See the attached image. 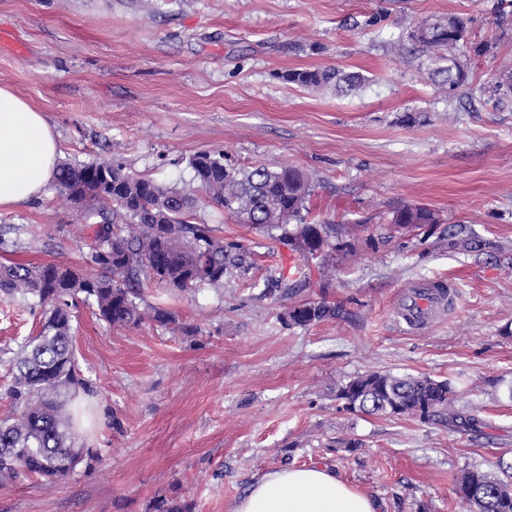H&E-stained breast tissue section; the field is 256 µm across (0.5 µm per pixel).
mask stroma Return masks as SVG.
Listing matches in <instances>:
<instances>
[{
    "label": "stroma",
    "instance_id": "obj_1",
    "mask_svg": "<svg viewBox=\"0 0 512 512\" xmlns=\"http://www.w3.org/2000/svg\"><path fill=\"white\" fill-rule=\"evenodd\" d=\"M498 2L0 0V85L45 112L62 160H112L177 187L205 150L240 167L294 165L316 179L312 213L355 248L331 260L327 291L264 298L259 283L299 253L203 201L197 222L255 253L249 279L170 301L193 336L149 321L116 329L78 304L76 357L94 391L79 398L87 415L75 434L97 458L52 488L31 477L0 488V512H153L161 496L230 512L264 472L312 463L380 512H466L457 476L512 464V101L493 92L512 72V23L499 25ZM374 14L380 26L366 27ZM448 15L494 45L451 100L429 79V55L398 45ZM324 67L366 82L339 95L284 79ZM401 203L442 222L374 247L368 225ZM456 224L489 249H448ZM0 225L19 244L0 264L81 262L82 235L54 186L0 210ZM435 280L452 305L420 330L400 327L402 291ZM320 297L339 317L281 323L288 306ZM40 316L0 293V419L14 411L9 360ZM373 370L448 381L454 408L479 428L345 410L338 388ZM351 438L360 447H345Z\"/></svg>",
    "mask_w": 512,
    "mask_h": 512
}]
</instances>
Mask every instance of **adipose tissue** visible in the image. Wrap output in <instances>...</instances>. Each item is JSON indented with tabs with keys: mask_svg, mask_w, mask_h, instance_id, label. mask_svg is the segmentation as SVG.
<instances>
[{
	"mask_svg": "<svg viewBox=\"0 0 512 512\" xmlns=\"http://www.w3.org/2000/svg\"><path fill=\"white\" fill-rule=\"evenodd\" d=\"M59 156L44 112L0 85V209L41 196L56 175ZM231 512H377V507L333 472L309 465L265 472Z\"/></svg>",
	"mask_w": 512,
	"mask_h": 512,
	"instance_id": "1",
	"label": "adipose tissue"
}]
</instances>
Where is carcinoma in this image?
<instances>
[{
	"instance_id": "1",
	"label": "carcinoma",
	"mask_w": 512,
	"mask_h": 512,
	"mask_svg": "<svg viewBox=\"0 0 512 512\" xmlns=\"http://www.w3.org/2000/svg\"><path fill=\"white\" fill-rule=\"evenodd\" d=\"M408 40L429 54L437 67L431 80L453 98L468 78V63L460 49L475 57L490 52L487 42L468 38V22L451 16L420 26ZM290 84L308 89L348 92L360 89L365 77L340 68L294 69L282 75ZM197 186L165 187L146 176L125 171L110 161L64 163L55 178L59 198L76 212L89 239L84 267L46 263L0 265V291L41 308L37 335L24 340L13 359L15 373L7 389L17 411L0 420V488L20 476H33L53 486L84 460H94L88 448L76 446L68 406L77 390L91 384L77 368L72 310L78 302L95 307L98 318L114 328L134 327L149 319L173 333L195 329L180 322L163 306L140 308L141 288H159L172 295L188 294L201 285L222 288L246 278L255 268L253 252L244 244L215 234L208 224L192 222L201 196L224 207L241 224L267 232L300 253L303 262L289 275L264 281L262 295H288L311 283L309 260L327 263L350 249L336 225L311 217V174L295 166L234 168L224 154L201 151L190 159ZM432 209L402 203L385 224L373 226L371 239L389 244L397 233L437 224ZM490 243L459 224L448 230V248L483 251ZM339 315L324 300L293 304L280 315L289 327L313 325ZM446 380L424 375L372 371L339 387L336 398L355 413L438 420L455 426L460 415L452 406ZM455 492L468 512H512V481L477 469L456 479ZM154 512H194L180 498H159Z\"/></svg>"
}]
</instances>
